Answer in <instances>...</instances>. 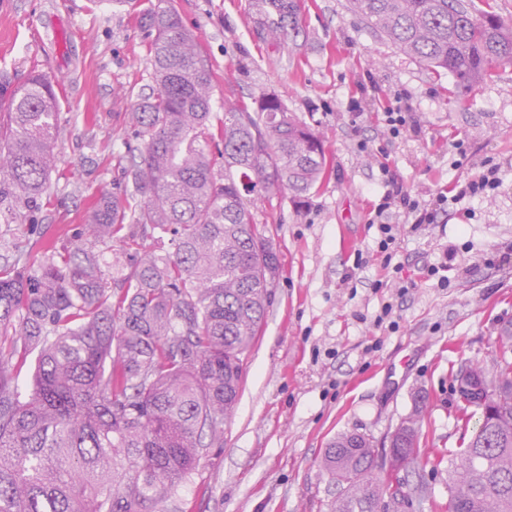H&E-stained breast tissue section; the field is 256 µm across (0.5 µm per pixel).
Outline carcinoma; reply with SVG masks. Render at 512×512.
Listing matches in <instances>:
<instances>
[{
	"instance_id": "1",
	"label": "carcinoma",
	"mask_w": 512,
	"mask_h": 512,
	"mask_svg": "<svg viewBox=\"0 0 512 512\" xmlns=\"http://www.w3.org/2000/svg\"><path fill=\"white\" fill-rule=\"evenodd\" d=\"M351 4L402 52L459 83L475 85L512 62V21L472 0ZM250 6L266 37L287 43L297 3ZM139 23L151 84L127 113L140 148L122 181L61 249L0 265V512H165L200 459L223 447L243 356L280 272L242 191L269 200L289 192L302 204L326 172L321 138L278 96L212 111V71L172 0H156ZM3 108L0 183L31 207L48 189L59 100L37 74L1 97ZM114 239L121 247L104 268L95 248ZM501 336L507 345L491 367L454 376L494 398L486 407L465 401L463 427L480 419L448 454V512H512V325ZM32 354L23 393L18 369ZM424 404L390 436L396 470L419 465ZM374 457L362 434L327 444L321 469L343 486L330 512H397L426 497L422 486L400 490Z\"/></svg>"
}]
</instances>
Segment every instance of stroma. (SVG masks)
Listing matches in <instances>:
<instances>
[{
    "label": "stroma",
    "mask_w": 512,
    "mask_h": 512,
    "mask_svg": "<svg viewBox=\"0 0 512 512\" xmlns=\"http://www.w3.org/2000/svg\"><path fill=\"white\" fill-rule=\"evenodd\" d=\"M174 2L215 74L214 111L228 96L251 105L279 95L323 140L330 169L304 205L288 194L250 197L280 276L243 359L224 445L199 461L168 512H328L338 492L320 467L328 442L369 435L387 465L389 436L420 393L422 463L404 479L425 485L428 497L409 512H447L448 452L462 438L453 377L460 366L490 364L512 324V63L459 86L376 34L348 0H297L299 33L283 47L261 35L250 0ZM147 3L0 0V89L41 73L59 98L49 190L18 219L0 214L1 240L32 252L64 245L94 199L118 183L130 139L121 115L132 102L116 94L150 82L136 21ZM397 100L413 122L389 142L383 113ZM383 163L425 203L491 165L500 186L492 199L465 198L415 231L411 217L394 212L402 230L385 268L373 258L379 234L370 224L387 190ZM359 251L371 261L358 270ZM427 262L442 269L447 287L422 277ZM395 279L414 287L396 296ZM388 302L395 332L372 324Z\"/></svg>",
    "instance_id": "1"
}]
</instances>
